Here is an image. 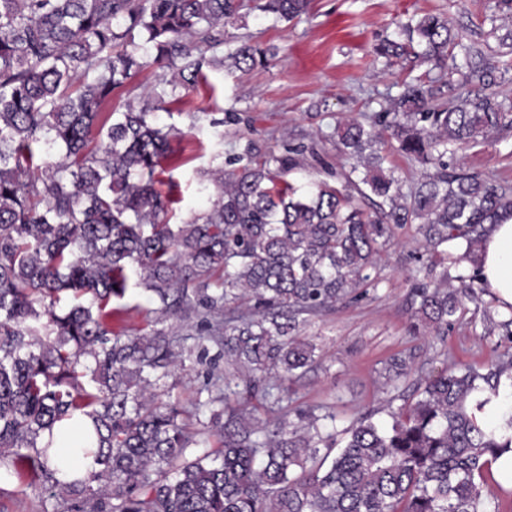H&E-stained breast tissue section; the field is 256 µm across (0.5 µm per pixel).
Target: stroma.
I'll list each match as a JSON object with an SVG mask.
<instances>
[{
	"label": "stroma",
	"instance_id": "obj_1",
	"mask_svg": "<svg viewBox=\"0 0 512 512\" xmlns=\"http://www.w3.org/2000/svg\"><path fill=\"white\" fill-rule=\"evenodd\" d=\"M426 13L447 14L474 47L471 61L484 73V90L512 101V54L498 47L499 37L512 29V0H311L297 22L245 11L235 35L276 47L277 56L246 74L206 71L195 90L157 114L159 124L186 133L158 170L157 188L172 201L168 223H184L208 209L215 199L208 172L226 167L249 142L279 155L305 146L287 182L304 191L325 180L327 168L341 165L337 123L380 111L405 78L421 74L412 58L388 65L374 50L396 37L399 24ZM461 161L467 169L512 181V130L463 151ZM419 246L415 227L405 226L378 258L377 291L300 325L299 336L316 344L319 362L289 382L291 406L318 416L335 413L340 429L368 411L386 424L389 409L413 390L411 381L389 380L392 357L414 355L420 375L428 376L446 368L484 369L512 346L495 325L498 306L488 294L481 304L467 303L447 335H409L412 255ZM163 326L177 337L183 361L166 382L168 397L188 407L200 396L208 366L198 360L201 345L191 320L170 318ZM57 510L56 499L31 486L11 461L0 463V512Z\"/></svg>",
	"mask_w": 512,
	"mask_h": 512
}]
</instances>
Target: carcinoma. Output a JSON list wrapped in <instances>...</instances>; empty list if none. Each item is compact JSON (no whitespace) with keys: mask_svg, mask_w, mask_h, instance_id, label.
<instances>
[{"mask_svg":"<svg viewBox=\"0 0 512 512\" xmlns=\"http://www.w3.org/2000/svg\"><path fill=\"white\" fill-rule=\"evenodd\" d=\"M309 0H258L276 21L306 13ZM244 0H0V461L9 458L61 500L62 512H499L489 510L492 463L512 450V355L482 373L444 369L383 426L365 414L336 435L327 414L297 409L274 428L257 416L282 402V384L318 360L298 325L346 299L368 295L375 258L396 230L417 225L413 317L445 334L483 293L475 253L512 217V183L471 172L457 153L512 129L491 94L460 91L448 57L471 47L447 17L401 26L405 41L376 48L412 54L439 75L403 83L381 112L336 126L352 161L346 185L319 181L304 193L282 176L298 166L262 156L253 143L211 178L215 201L184 224L163 220L171 200L156 170L181 134L155 114L198 85L204 70L248 72L273 55L249 38H224ZM143 47L126 48L135 36ZM157 69L150 90L108 112L112 93ZM90 78L79 93L73 81ZM417 163L404 189L386 160L385 137ZM98 137L92 143V136ZM463 240V252L448 242ZM472 264L448 288V265ZM445 267L434 274L435 264ZM164 317L185 314L200 338L243 368L207 375L201 428L163 399L177 340L152 327H112L110 304L129 275ZM71 303L59 311L65 300ZM415 358L395 357L391 379ZM77 415L94 425L99 469L57 478L38 439ZM195 446L201 452L185 455Z\"/></svg>","mask_w":512,"mask_h":512,"instance_id":"obj_1","label":"carcinoma"}]
</instances>
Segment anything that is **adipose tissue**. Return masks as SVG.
<instances>
[{"mask_svg": "<svg viewBox=\"0 0 512 512\" xmlns=\"http://www.w3.org/2000/svg\"><path fill=\"white\" fill-rule=\"evenodd\" d=\"M482 279L500 309L512 306V218L495 225L486 238L477 259ZM54 435L65 436L73 445L72 451L59 458L58 477L63 481L84 478L96 468L92 455L87 454L94 430L89 418L65 420L53 429Z\"/></svg>", "mask_w": 512, "mask_h": 512, "instance_id": "obj_1", "label": "adipose tissue"}]
</instances>
